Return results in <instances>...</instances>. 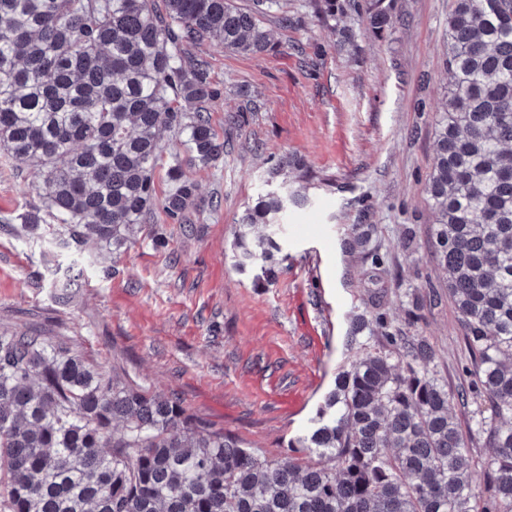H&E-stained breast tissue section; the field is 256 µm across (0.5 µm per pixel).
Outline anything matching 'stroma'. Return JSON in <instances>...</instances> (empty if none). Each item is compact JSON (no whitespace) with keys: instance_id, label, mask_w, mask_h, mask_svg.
<instances>
[{"instance_id":"35a3bbf8","label":"stroma","mask_w":512,"mask_h":512,"mask_svg":"<svg viewBox=\"0 0 512 512\" xmlns=\"http://www.w3.org/2000/svg\"><path fill=\"white\" fill-rule=\"evenodd\" d=\"M321 3L287 0L290 22L269 21L276 47L265 54L215 41L193 48L222 91L210 112L224 158L191 172L218 208L189 224L155 210L118 261H82L66 297L54 281L73 253L55 246L49 225L29 233L15 221L40 204L36 172L0 157V328L62 337L271 458L288 456L354 358L358 316L426 339L431 371L452 388L467 382L468 353L429 245L452 0H393L381 34L353 14L324 16ZM252 101L245 126L228 124ZM285 156L303 169L276 175ZM284 185L307 203L288 210L286 258L268 283L236 268L232 244L258 196Z\"/></svg>"}]
</instances>
